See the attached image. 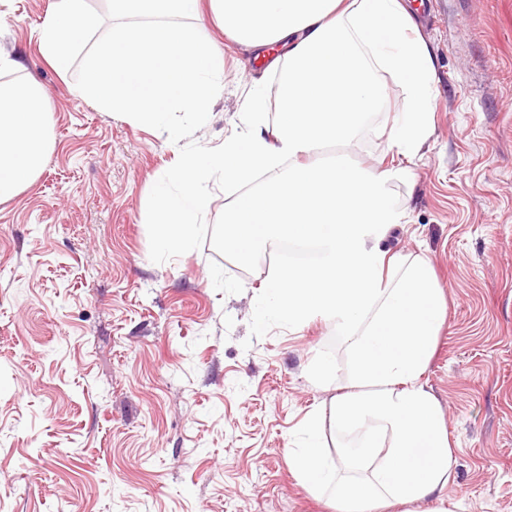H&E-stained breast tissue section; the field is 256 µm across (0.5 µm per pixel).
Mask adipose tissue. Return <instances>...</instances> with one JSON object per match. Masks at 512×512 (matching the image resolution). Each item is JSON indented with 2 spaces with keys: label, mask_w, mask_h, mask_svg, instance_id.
Masks as SVG:
<instances>
[{
  "label": "adipose tissue",
  "mask_w": 512,
  "mask_h": 512,
  "mask_svg": "<svg viewBox=\"0 0 512 512\" xmlns=\"http://www.w3.org/2000/svg\"><path fill=\"white\" fill-rule=\"evenodd\" d=\"M211 6L225 34L259 57L281 48L276 126L265 122L264 93L253 91L244 135L226 138L210 164L187 153L160 175L149 204L159 242L171 250L191 246L208 189L220 177L239 190L224 210L225 250L248 260L282 240L313 245L314 264L278 272L273 312L295 328L318 317L332 322L352 369L327 415L302 425L306 443L288 449L289 466L310 491H331L336 512L444 501L456 458L424 374L448 301L426 258L392 256L383 247L406 218L390 183L410 176L409 161L431 135L429 50L404 0H211ZM22 69L0 54V73L18 75L0 83V203L33 182L50 148L47 95ZM379 70L407 91L390 138L403 166L372 171L340 160L312 162L323 143H349L385 104ZM368 422L372 430L343 468L331 466L324 430L353 432Z\"/></svg>",
  "instance_id": "adipose-tissue-1"
}]
</instances>
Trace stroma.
<instances>
[{"label":"stroma","instance_id":"stroma-1","mask_svg":"<svg viewBox=\"0 0 512 512\" xmlns=\"http://www.w3.org/2000/svg\"><path fill=\"white\" fill-rule=\"evenodd\" d=\"M418 27L434 64V132L392 181L408 219L384 242L428 259L449 318L424 379L457 459L455 512H512V0H432ZM53 0H0V52L46 91L53 147L36 180L0 203V512H336L284 448L346 385L347 348L324 319L258 321L277 265L222 245L236 190L212 185L191 248L160 249L149 193L178 159L161 131L76 92L42 57ZM224 91L194 141L245 132L255 85L277 74L214 21ZM321 157L397 166L388 147L403 84ZM331 360L334 379L312 374Z\"/></svg>","mask_w":512,"mask_h":512}]
</instances>
